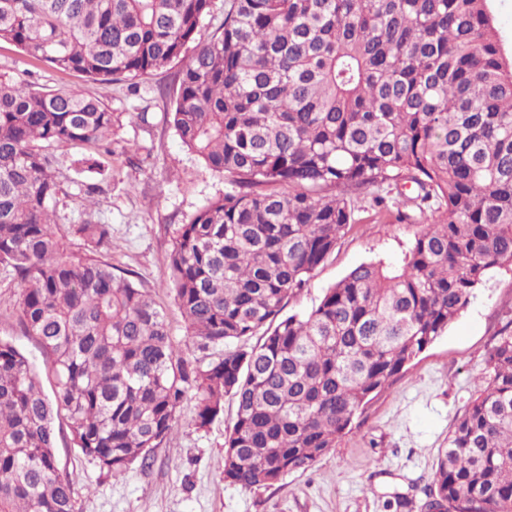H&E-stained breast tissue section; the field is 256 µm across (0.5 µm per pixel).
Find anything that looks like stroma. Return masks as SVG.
Here are the masks:
<instances>
[{
  "label": "stroma",
  "mask_w": 512,
  "mask_h": 512,
  "mask_svg": "<svg viewBox=\"0 0 512 512\" xmlns=\"http://www.w3.org/2000/svg\"><path fill=\"white\" fill-rule=\"evenodd\" d=\"M181 62L139 84L100 83L56 71L0 43V76L40 91L75 88L104 102L114 114L111 154L96 155L85 144H47L57 161L63 192L54 203L58 233L71 257L84 256L82 241L69 227L92 217L112 227L113 266L132 272L134 281L158 302L175 345L195 362L206 351L190 345L174 300L168 256L173 231L209 201L229 189L224 176L206 169L181 143L171 124L172 100L158 88L173 86ZM100 165H87L91 156ZM96 185L92 208H85L78 183ZM359 221L350 225L335 251L313 273L287 313L318 304L326 288L363 262L397 265L421 227L376 214L370 198L354 200ZM18 290L0 281V340L12 343L43 367L37 341L23 333L16 317ZM512 318V273L494 272L446 332L404 370L355 421L336 447L304 471L275 485L248 491L225 480V429L236 405L225 398L224 413L205 428L191 424L195 398L181 408L183 425L149 465H132L112 478L100 473L71 444L64 421H57V467L73 485L79 512H421L441 448L461 416L476 379L485 368L490 339ZM407 497L397 509L395 496Z\"/></svg>",
  "instance_id": "35a3bbf8"
}]
</instances>
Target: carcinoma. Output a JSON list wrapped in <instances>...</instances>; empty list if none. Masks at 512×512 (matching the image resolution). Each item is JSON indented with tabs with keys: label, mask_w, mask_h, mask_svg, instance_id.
<instances>
[{
	"label": "carcinoma",
	"mask_w": 512,
	"mask_h": 512,
	"mask_svg": "<svg viewBox=\"0 0 512 512\" xmlns=\"http://www.w3.org/2000/svg\"><path fill=\"white\" fill-rule=\"evenodd\" d=\"M0 0V41L63 72L131 85L193 48L172 122L231 190L179 225L170 279L192 342L103 259L112 227L70 233L49 202L61 181L46 143L99 145L113 112L74 90L0 78V267L18 321L41 346L52 395L0 341V512H78L56 465V420L110 477L181 425L237 405L224 479L268 488L306 470L432 345L497 270L512 271V53L490 0ZM394 220H428L401 263L365 262L304 313L284 315L355 223L353 196ZM258 337L256 344L249 341ZM237 344L234 349L228 348ZM424 512H512V319L448 436Z\"/></svg>",
	"instance_id": "cac0c4a2"
}]
</instances>
